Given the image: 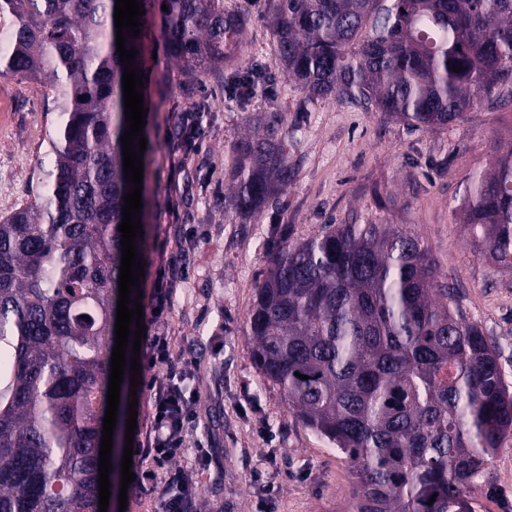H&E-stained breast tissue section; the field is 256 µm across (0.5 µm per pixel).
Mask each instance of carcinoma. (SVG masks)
<instances>
[{
    "mask_svg": "<svg viewBox=\"0 0 512 512\" xmlns=\"http://www.w3.org/2000/svg\"><path fill=\"white\" fill-rule=\"evenodd\" d=\"M116 0H0V75L46 86L54 133L37 201L0 216V512H98L127 191ZM168 10H162V6ZM179 72L228 58L224 0H143ZM279 54L309 100L416 129L512 103V0H273ZM461 70H454V66ZM238 78L243 96L264 77ZM224 208L288 184L272 126L241 139ZM468 234L512 269V150L474 177ZM439 262L395 224H330L271 254L249 316L253 358L289 407L356 467L353 512H472L470 481L512 434L496 347L453 308ZM308 376L303 380L295 373ZM116 419L112 464L122 462ZM435 501H430V498Z\"/></svg>",
    "mask_w": 512,
    "mask_h": 512,
    "instance_id": "carcinoma-1",
    "label": "carcinoma"
}]
</instances>
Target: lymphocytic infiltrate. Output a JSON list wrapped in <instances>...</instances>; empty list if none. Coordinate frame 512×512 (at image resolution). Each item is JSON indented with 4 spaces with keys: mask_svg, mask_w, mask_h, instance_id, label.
Here are the masks:
<instances>
[{
    "mask_svg": "<svg viewBox=\"0 0 512 512\" xmlns=\"http://www.w3.org/2000/svg\"><path fill=\"white\" fill-rule=\"evenodd\" d=\"M168 296L164 289H155L152 296L154 313L150 321L147 368L150 372L145 385L150 393L144 417V440L139 454L150 456L151 468L133 466L134 484L139 488L157 490L161 512H195L200 493L196 468L206 467L210 451L197 445L195 470L167 471L166 463L181 454L187 437L196 424L194 401L188 396L185 382L189 372L184 364L171 354V330L163 320Z\"/></svg>",
    "mask_w": 512,
    "mask_h": 512,
    "instance_id": "lymphocytic-infiltrate-1",
    "label": "lymphocytic infiltrate"
}]
</instances>
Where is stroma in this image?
I'll return each mask as SVG.
<instances>
[{"mask_svg": "<svg viewBox=\"0 0 512 512\" xmlns=\"http://www.w3.org/2000/svg\"><path fill=\"white\" fill-rule=\"evenodd\" d=\"M224 11L244 20L239 53L204 78L181 76L159 30L146 39L141 303L150 307L166 282L174 352L193 364L197 436L215 448L199 512H352L354 464L300 420L252 358L256 289L281 239L302 242L328 224L404 226L437 257L457 307L495 342L512 386V272L465 235L461 210L474 176L512 149V105L486 101L431 130L331 98L310 102L285 74L271 0H224ZM252 66L265 74L264 91L229 94ZM53 106L44 86L0 76V214L35 200ZM272 116L292 177L254 213L226 211L230 148L253 120ZM466 493L473 512H512V435Z\"/></svg>", "mask_w": 512, "mask_h": 512, "instance_id": "obj_1", "label": "stroma"}]
</instances>
